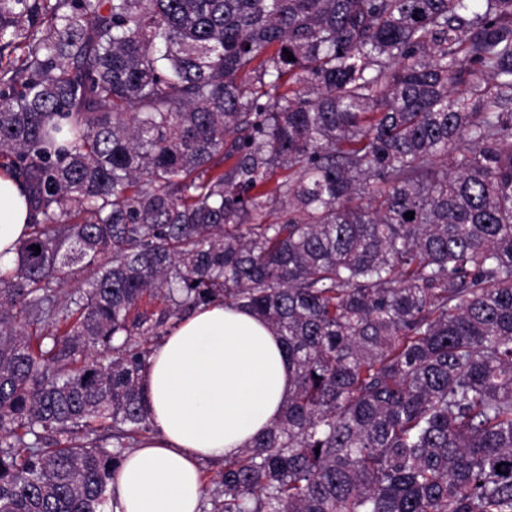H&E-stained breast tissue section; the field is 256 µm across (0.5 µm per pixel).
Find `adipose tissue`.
I'll return each instance as SVG.
<instances>
[{
  "label": "adipose tissue",
  "instance_id": "1",
  "mask_svg": "<svg viewBox=\"0 0 512 512\" xmlns=\"http://www.w3.org/2000/svg\"><path fill=\"white\" fill-rule=\"evenodd\" d=\"M27 195L0 171V266L28 233ZM154 433L111 483L114 512H201L203 461L237 455L271 427L293 388L272 328L216 302L169 330L142 372Z\"/></svg>",
  "mask_w": 512,
  "mask_h": 512
}]
</instances>
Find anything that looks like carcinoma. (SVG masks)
Segmentation results:
<instances>
[{"label": "carcinoma", "instance_id": "cac0c4a2", "mask_svg": "<svg viewBox=\"0 0 512 512\" xmlns=\"http://www.w3.org/2000/svg\"><path fill=\"white\" fill-rule=\"evenodd\" d=\"M0 158V512H106L217 300L294 387L205 512H512V0H0ZM27 195L12 174L0 171V266H9L28 233Z\"/></svg>", "mask_w": 512, "mask_h": 512}]
</instances>
